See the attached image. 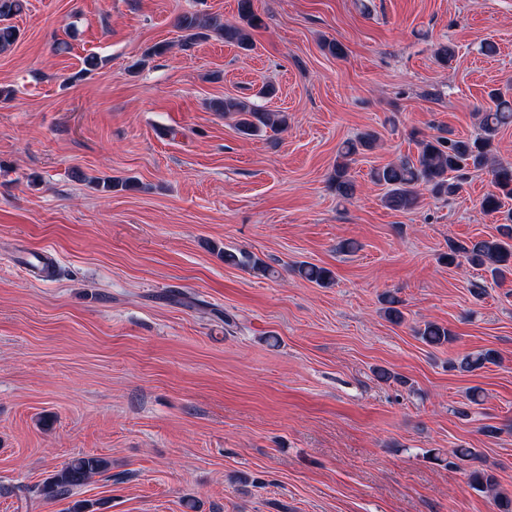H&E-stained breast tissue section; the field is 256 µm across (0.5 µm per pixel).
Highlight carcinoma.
<instances>
[{"label":"carcinoma","mask_w":512,"mask_h":512,"mask_svg":"<svg viewBox=\"0 0 512 512\" xmlns=\"http://www.w3.org/2000/svg\"><path fill=\"white\" fill-rule=\"evenodd\" d=\"M24 0H0V51L10 48L19 37L18 29L11 19L23 11ZM239 13L243 24L223 25L212 17L190 13L183 15L178 26L184 32V45L205 38L214 32L224 42L244 50L253 48L251 31L262 24L253 10L252 0H239ZM493 106L477 113L479 133L471 138L458 137L450 130H442L436 136L424 137L416 141L417 154L396 163L374 168L370 172L371 181L383 185L387 192L384 204L391 210L410 211L419 203V191L425 189L439 198H450L459 193L461 185L472 169L491 168L492 190L481 201V208L488 214L500 212L503 200L512 199V164L495 159L491 153L492 142L505 127L512 125V98L499 89L489 92ZM218 111L237 116L236 129L245 136H255L263 130H279L287 125V115L283 112H268L249 102L236 98H226ZM378 140L375 132H365L354 141L345 142L338 150V160L330 181L336 195L350 198L355 184L349 174L353 156L363 150L374 148ZM224 264L250 268L268 275L273 269L243 250H223ZM443 260L449 265L466 262L472 267L483 269L495 280L512 276V211H508L505 223L498 228V234L479 240L451 241L448 254ZM303 279L326 287L334 281L331 270L315 264L302 263L295 268ZM384 312L388 318L399 323L403 313L398 309L402 300L392 292L380 296ZM415 335L429 346H443L453 340L447 326L427 321L415 329ZM497 362V354L492 350L480 351L463 356L452 362V367L462 372H475L487 364ZM111 461L95 454H84L65 463L41 486L38 493L45 499H64L77 488L85 485L94 476L106 473ZM469 484L472 489L492 498L497 512H512V493L504 491L495 474L486 468L469 471Z\"/></svg>","instance_id":"1"}]
</instances>
